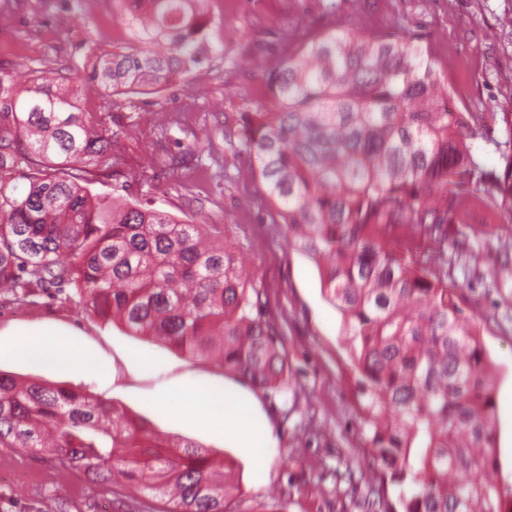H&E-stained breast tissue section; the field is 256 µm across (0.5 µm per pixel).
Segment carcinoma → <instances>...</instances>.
Instances as JSON below:
<instances>
[{
	"mask_svg": "<svg viewBox=\"0 0 512 512\" xmlns=\"http://www.w3.org/2000/svg\"><path fill=\"white\" fill-rule=\"evenodd\" d=\"M124 45L17 90L0 62V292L24 301L70 288L86 313L119 320L265 394L285 362L260 290L215 224H191L90 195L81 172L111 157L118 94H150L205 70L204 0H113ZM273 108L239 113L238 147L257 165L288 240L319 267L358 369L360 425L384 512H512L495 481L493 369L448 267L457 225L479 206L512 223V138L486 166L479 112L448 110V77L414 35L328 31L266 75ZM94 85L98 111L81 107ZM408 227L426 244L400 243ZM495 262L512 281V244ZM0 447L48 451L110 486L120 478L165 512H232L223 464L189 440L88 393L0 371ZM398 490L387 500V488Z\"/></svg>",
	"mask_w": 512,
	"mask_h": 512,
	"instance_id": "1",
	"label": "carcinoma"
}]
</instances>
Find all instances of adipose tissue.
I'll use <instances>...</instances> for the list:
<instances>
[{"label": "adipose tissue", "mask_w": 512, "mask_h": 512, "mask_svg": "<svg viewBox=\"0 0 512 512\" xmlns=\"http://www.w3.org/2000/svg\"><path fill=\"white\" fill-rule=\"evenodd\" d=\"M18 345L23 350L43 354L66 368H79L83 362L75 347L38 327L24 330ZM185 404L193 407L196 418L234 426L246 447H264L266 434L255 426L251 408L246 402L210 386L195 385L189 388L183 399H163L159 407L165 413L174 414Z\"/></svg>", "instance_id": "adipose-tissue-1"}]
</instances>
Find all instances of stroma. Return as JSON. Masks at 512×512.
I'll return each instance as SVG.
<instances>
[{"label":"stroma","mask_w":512,"mask_h":512,"mask_svg":"<svg viewBox=\"0 0 512 512\" xmlns=\"http://www.w3.org/2000/svg\"><path fill=\"white\" fill-rule=\"evenodd\" d=\"M11 20L0 26V60L26 87L35 70L82 65L89 50L126 40L112 0H0ZM212 39L224 47L208 74L152 94L121 95L112 111V165L84 172L91 194L150 202L194 224L223 226L243 252L267 316L280 334L282 390H254L213 361L80 312L75 298L24 301L0 296V370L83 389L123 407L149 430L196 442L231 460L240 491L236 512H360L371 450L359 424L357 370L341 316L324 297L319 270L288 241L277 205L256 164L229 145L246 106H272L264 73L278 67L303 35L328 29L420 34L448 77L456 107L491 115L490 141L476 152L499 163L505 139L498 113L512 114V0H206ZM494 260L462 257L454 271L458 300L478 324L495 378L498 475L512 485V292L491 289ZM31 326L63 333L83 357L69 371L16 345ZM150 364H143L141 355ZM208 385L248 402L265 448L240 447L233 427L184 413H161L155 400ZM142 488L95 484L56 459L0 447V512H165Z\"/></svg>","instance_id":"1"}]
</instances>
